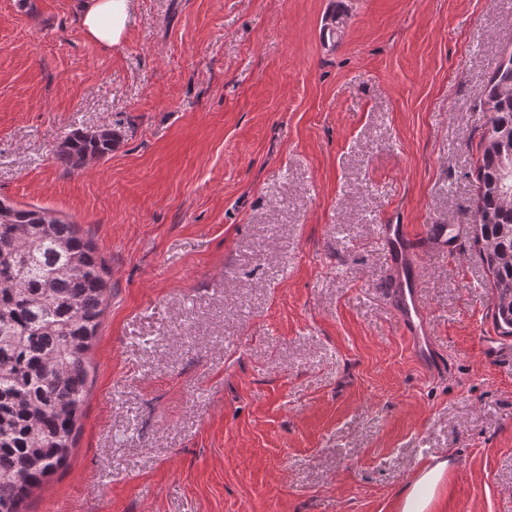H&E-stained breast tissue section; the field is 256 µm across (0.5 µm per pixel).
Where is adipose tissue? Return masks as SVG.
Returning <instances> with one entry per match:
<instances>
[{
    "label": "adipose tissue",
    "mask_w": 512,
    "mask_h": 512,
    "mask_svg": "<svg viewBox=\"0 0 512 512\" xmlns=\"http://www.w3.org/2000/svg\"><path fill=\"white\" fill-rule=\"evenodd\" d=\"M130 9L131 0H82L80 27L101 48L112 49L126 38ZM447 467V462L442 461L422 468L400 499L398 512H432L437 486Z\"/></svg>",
    "instance_id": "1"
}]
</instances>
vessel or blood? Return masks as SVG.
I'll return each mask as SVG.
<instances>
[{
  "instance_id": "b4317fda",
  "label": "vessel or blood",
  "mask_w": 512,
  "mask_h": 512,
  "mask_svg": "<svg viewBox=\"0 0 512 512\" xmlns=\"http://www.w3.org/2000/svg\"><path fill=\"white\" fill-rule=\"evenodd\" d=\"M379 235L391 266H404L415 256L417 247L405 225H380ZM389 298L415 356L426 366L430 375L445 372L446 359L434 346L428 333V316L415 272H407L400 286L390 289Z\"/></svg>"
}]
</instances>
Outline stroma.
<instances>
[{
	"mask_svg": "<svg viewBox=\"0 0 512 512\" xmlns=\"http://www.w3.org/2000/svg\"><path fill=\"white\" fill-rule=\"evenodd\" d=\"M80 2L0 0V198L69 216L112 288L27 512H396L441 461L434 512H512V338L474 245L512 0H134L109 51ZM105 128L108 159L55 163ZM382 224L459 230L418 257L446 375L389 306ZM118 136L110 129L92 133L75 131L56 149V161L67 171L111 156Z\"/></svg>",
	"mask_w": 512,
	"mask_h": 512,
	"instance_id": "35a3bbf8",
	"label": "stroma"
}]
</instances>
